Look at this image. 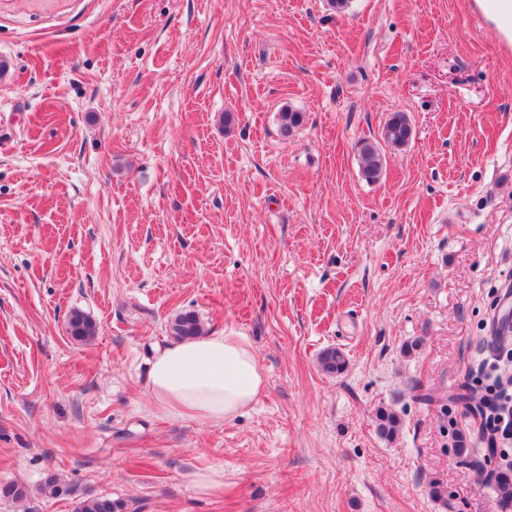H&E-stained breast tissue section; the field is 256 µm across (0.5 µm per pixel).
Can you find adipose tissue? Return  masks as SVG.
I'll return each mask as SVG.
<instances>
[{"label":"adipose tissue","mask_w":512,"mask_h":512,"mask_svg":"<svg viewBox=\"0 0 512 512\" xmlns=\"http://www.w3.org/2000/svg\"><path fill=\"white\" fill-rule=\"evenodd\" d=\"M265 384L256 356L242 337L205 336L156 354L147 400L173 417L220 424L251 406Z\"/></svg>","instance_id":"adipose-tissue-1"}]
</instances>
